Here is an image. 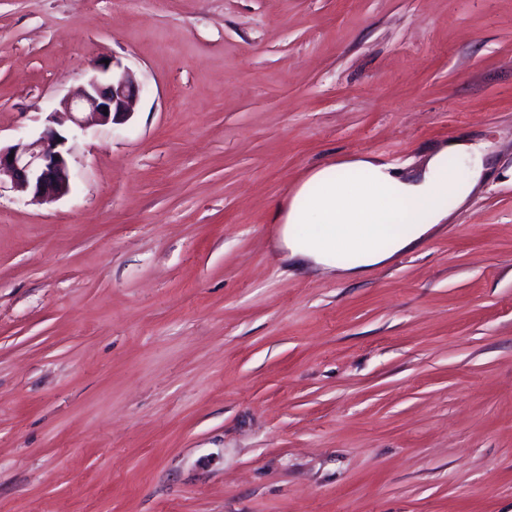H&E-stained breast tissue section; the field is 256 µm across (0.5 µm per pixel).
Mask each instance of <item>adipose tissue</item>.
<instances>
[{"mask_svg":"<svg viewBox=\"0 0 512 512\" xmlns=\"http://www.w3.org/2000/svg\"><path fill=\"white\" fill-rule=\"evenodd\" d=\"M465 164L449 168V160ZM482 154L451 139L429 151L423 163L404 170L371 153L352 154L314 169L275 215L277 247L288 261L338 278L361 277L415 249L448 220L447 201L464 205L482 182ZM351 255L336 261L338 251Z\"/></svg>","mask_w":512,"mask_h":512,"instance_id":"ef3b65f1","label":"adipose tissue"}]
</instances>
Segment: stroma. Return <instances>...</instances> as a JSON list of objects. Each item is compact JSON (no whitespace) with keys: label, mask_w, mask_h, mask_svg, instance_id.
Here are the masks:
<instances>
[{"label":"stroma","mask_w":512,"mask_h":512,"mask_svg":"<svg viewBox=\"0 0 512 512\" xmlns=\"http://www.w3.org/2000/svg\"><path fill=\"white\" fill-rule=\"evenodd\" d=\"M112 58L68 194L0 182V512H512V0H0V144ZM453 138L413 251L275 249L315 168Z\"/></svg>","instance_id":"35a3bbf8"}]
</instances>
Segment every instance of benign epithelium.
Segmentation results:
<instances>
[{"label":"benign epithelium","instance_id":"benign-epithelium-1","mask_svg":"<svg viewBox=\"0 0 512 512\" xmlns=\"http://www.w3.org/2000/svg\"><path fill=\"white\" fill-rule=\"evenodd\" d=\"M140 84L120 64L99 63L74 97L60 100L37 139L0 146V174L12 188L33 201L60 198L68 193L69 149L65 124L82 129L87 121L100 125L126 123L134 114Z\"/></svg>","mask_w":512,"mask_h":512}]
</instances>
